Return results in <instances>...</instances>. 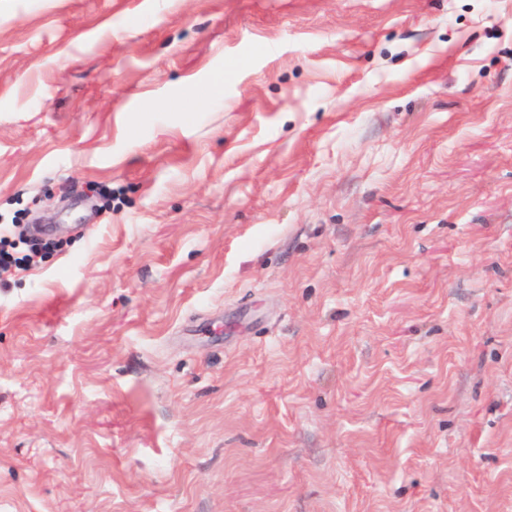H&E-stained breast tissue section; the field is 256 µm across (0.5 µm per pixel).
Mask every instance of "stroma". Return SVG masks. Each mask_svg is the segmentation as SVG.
<instances>
[{
	"label": "stroma",
	"instance_id": "1",
	"mask_svg": "<svg viewBox=\"0 0 512 512\" xmlns=\"http://www.w3.org/2000/svg\"><path fill=\"white\" fill-rule=\"evenodd\" d=\"M0 222V512H512V0H0ZM16 224H0V281L4 275L13 270H21L33 263V258L47 251L51 243L42 238L19 239L10 241L11 226ZM21 254V256H18Z\"/></svg>",
	"mask_w": 512,
	"mask_h": 512
}]
</instances>
